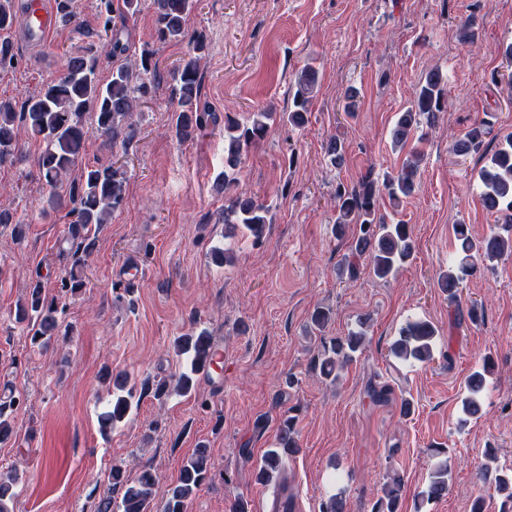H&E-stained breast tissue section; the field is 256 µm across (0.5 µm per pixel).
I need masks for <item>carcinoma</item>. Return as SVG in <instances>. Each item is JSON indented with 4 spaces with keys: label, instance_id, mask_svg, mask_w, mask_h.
Listing matches in <instances>:
<instances>
[{
    "label": "carcinoma",
    "instance_id": "1",
    "mask_svg": "<svg viewBox=\"0 0 512 512\" xmlns=\"http://www.w3.org/2000/svg\"><path fill=\"white\" fill-rule=\"evenodd\" d=\"M198 0H152L155 14V33L160 42L188 41L192 51L170 76V97L176 104L172 136L180 143L193 140L198 131L215 120L214 113L200 106V66L205 50L204 38L191 35L186 29V19L196 8ZM141 0H98L97 15L101 24L99 45L78 49L69 54L65 72L47 84L38 93L17 105L12 100H0V164L13 159L20 151L18 126H24L32 137L44 142V149L36 160L40 179L55 190L49 204L57 207L64 202L72 204L70 213L75 220L70 224L69 277L60 287L75 291L83 287L77 271L85 265L86 257L95 244L96 228L108 223L112 213L125 201L126 172L110 162L88 166L78 182H68V177L83 151L86 138L91 133L105 137L112 143L131 141L137 128L134 116L143 100L154 87L155 69L152 54L144 52L136 60L128 58V45L120 38L117 21L139 12ZM14 20L12 0H0V70L16 68L14 46L7 37ZM103 51L119 64L112 69L107 81L97 73V54ZM319 81V70L308 65L296 78V89L289 111L282 114L269 108L255 112L249 122L242 124L231 115H224V212L225 228L233 230L241 225L253 241L261 242L270 224L269 209L258 198L232 192L237 182L242 158L248 146L261 141L270 125L287 121L294 127L309 122L312 93ZM447 111L444 74L430 71L417 90L412 104L400 114L392 129L391 140L396 148H404L411 134L421 123L433 125L440 114ZM487 128L475 126L457 141L454 151L459 156L478 153L484 146ZM329 162L340 167L345 163L343 142L331 137L325 145ZM421 155L412 151L398 171L378 183L367 174L348 188L336 187V235L343 237L351 225H356L354 247L338 269L339 277L350 279L357 275L356 260L365 257L373 275L386 279L394 274L412 256L414 244L408 225L387 224L377 217V204L385 193L395 202L412 195L417 187ZM482 185L481 197L486 209L500 214L506 234L493 233L483 238L472 236L465 224L455 228L459 260L448 265L441 277V288L452 300L457 298L463 277L477 269L479 263L494 260L505 253H512V135L500 142L479 171ZM69 184L68 198L56 189ZM39 318L33 329L32 340L39 343L57 335L62 327L58 307L42 296L41 284L30 291V302L20 307L19 319L29 312ZM437 330L428 321L417 320L400 329L399 336L390 345V353L403 363H426L433 359L434 339ZM364 343V333L353 332L336 340L315 359L314 368L325 378L338 379L339 372L355 358ZM212 339L202 332L196 336H182L176 343V352L190 360V371L183 372L176 380L175 390L187 394L194 387L193 374L200 371L209 356ZM491 370V357L483 359L480 369L473 371L466 384L467 396L462 401L465 415L476 417L482 413V393L486 376ZM118 393L113 395L112 410L102 416V426L111 428L121 422L131 407L132 390L127 388V377L118 375L113 381ZM21 405L12 397L0 403V441L12 431L8 410ZM295 417L283 419L278 433L277 446L264 455L257 478L268 481L282 474L289 457L300 448L295 440ZM210 460L207 448L201 446L184 462L174 485L158 493L159 478L150 467L140 470L131 479L121 465H114L108 474L107 496L98 512H112V493L122 491L120 512H187L188 501L209 477ZM478 480L501 499L500 512H512V471H504L485 463L477 474ZM450 469L448 460L435 465L425 489L418 493L420 502H430L448 491ZM18 475L9 471L0 474V512H12L10 503L15 498L13 488ZM401 476L395 474L384 484L382 496L376 501L373 512H398ZM162 495L161 510H156V497Z\"/></svg>",
    "mask_w": 512,
    "mask_h": 512
}]
</instances>
